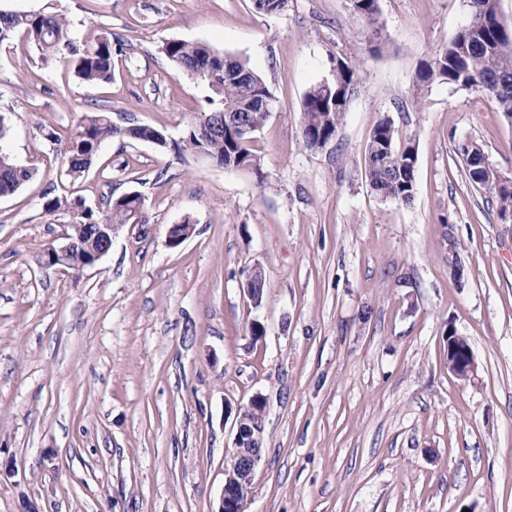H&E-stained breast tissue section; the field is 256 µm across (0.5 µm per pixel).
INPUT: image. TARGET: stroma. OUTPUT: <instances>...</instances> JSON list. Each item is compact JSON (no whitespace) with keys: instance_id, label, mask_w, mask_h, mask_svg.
I'll use <instances>...</instances> for the list:
<instances>
[{"instance_id":"1","label":"stroma","mask_w":512,"mask_h":512,"mask_svg":"<svg viewBox=\"0 0 512 512\" xmlns=\"http://www.w3.org/2000/svg\"><path fill=\"white\" fill-rule=\"evenodd\" d=\"M0 0L63 14L79 44L122 42L110 83L81 84L21 35L0 42V151L37 175L0 197V512H216L236 406L265 401L247 512H512V222L471 183L460 143L512 178V120L475 88L418 83L471 19L467 0ZM239 56L275 101L253 141L263 186L147 142L102 143L78 180L42 137L105 110L179 140L202 84L160 48ZM377 53H370V46ZM358 64L336 138L310 151L300 115L337 58ZM391 118L417 149L412 204L376 196L370 135ZM130 191L123 225L82 272L44 268L72 214ZM191 218L172 248L167 229ZM265 273L263 302L242 286ZM264 327L250 334L252 321ZM477 378L448 369L449 329Z\"/></svg>"}]
</instances>
